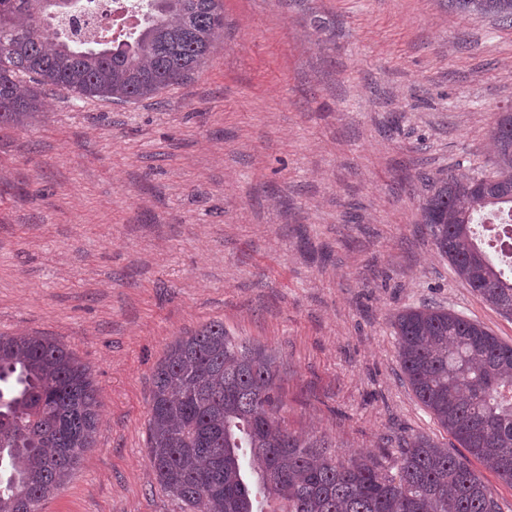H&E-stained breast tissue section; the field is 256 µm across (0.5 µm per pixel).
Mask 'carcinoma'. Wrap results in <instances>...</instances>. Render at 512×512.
<instances>
[{
	"label": "carcinoma",
	"instance_id": "1",
	"mask_svg": "<svg viewBox=\"0 0 512 512\" xmlns=\"http://www.w3.org/2000/svg\"><path fill=\"white\" fill-rule=\"evenodd\" d=\"M458 13L512 24V0H448ZM100 18L67 0H0V124L24 126L41 87L116 103L153 98L188 78L224 29L223 0H149L122 40L98 39ZM496 175L448 174L420 205L438 252L472 292L512 318V271L488 256L476 225H512V111L491 133ZM403 372L459 444L512 484V345L441 306L395 316ZM279 371L265 349L212 322L177 338L153 374L149 455L154 478L191 512H499L488 487L426 437L406 444L396 471L371 455L344 462L275 418ZM100 401L70 348L41 336H0V512H42L97 431Z\"/></svg>",
	"mask_w": 512,
	"mask_h": 512
}]
</instances>
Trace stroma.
<instances>
[{
  "mask_svg": "<svg viewBox=\"0 0 512 512\" xmlns=\"http://www.w3.org/2000/svg\"><path fill=\"white\" fill-rule=\"evenodd\" d=\"M512 26L448 0H224L205 65L136 103L46 89L0 127V334L66 342L100 420L43 512H182L148 454L153 372L218 321L274 355L282 427L338 459L446 446L392 320L439 304L512 345L421 222L426 177L490 176Z\"/></svg>",
  "mask_w": 512,
  "mask_h": 512,
  "instance_id": "obj_1",
  "label": "stroma"
}]
</instances>
